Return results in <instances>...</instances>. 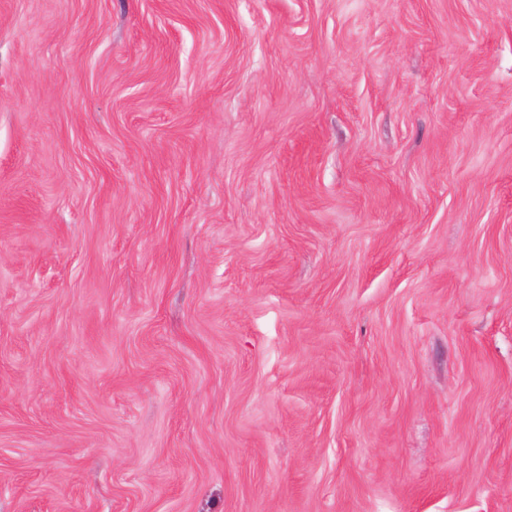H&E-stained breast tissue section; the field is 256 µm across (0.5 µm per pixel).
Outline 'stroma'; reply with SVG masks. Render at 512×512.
<instances>
[{
	"instance_id": "35a3bbf8",
	"label": "stroma",
	"mask_w": 512,
	"mask_h": 512,
	"mask_svg": "<svg viewBox=\"0 0 512 512\" xmlns=\"http://www.w3.org/2000/svg\"><path fill=\"white\" fill-rule=\"evenodd\" d=\"M0 512H512V0H0Z\"/></svg>"
}]
</instances>
